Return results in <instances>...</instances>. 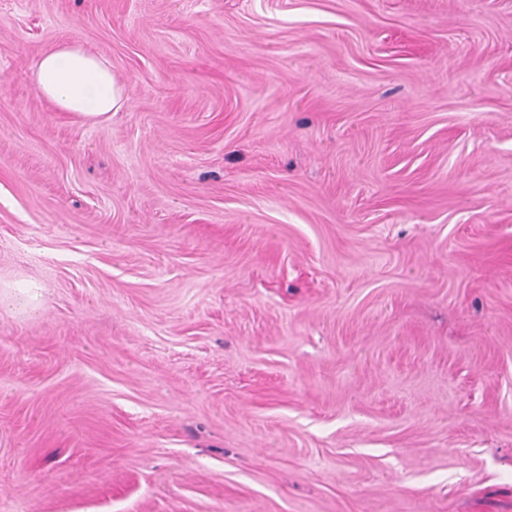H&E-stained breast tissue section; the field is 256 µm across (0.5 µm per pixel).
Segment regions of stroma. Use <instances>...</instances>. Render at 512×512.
Returning <instances> with one entry per match:
<instances>
[{"mask_svg": "<svg viewBox=\"0 0 512 512\" xmlns=\"http://www.w3.org/2000/svg\"><path fill=\"white\" fill-rule=\"evenodd\" d=\"M18 280L0 512H512V0H0ZM33 82L55 111L67 112L82 124L108 121L128 100L108 58L76 40L43 52L34 67ZM7 291L2 296L0 293V306L6 305L9 308L26 312L37 308L39 300L38 288L28 284L23 286L6 287Z\"/></svg>", "mask_w": 512, "mask_h": 512, "instance_id": "obj_1", "label": "stroma"}]
</instances>
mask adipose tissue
<instances>
[{"label":"adipose tissue","instance_id":"obj_1","mask_svg":"<svg viewBox=\"0 0 512 512\" xmlns=\"http://www.w3.org/2000/svg\"><path fill=\"white\" fill-rule=\"evenodd\" d=\"M33 82L55 111L88 125L108 121L128 100L108 58L76 40L43 52L34 67Z\"/></svg>","mask_w":512,"mask_h":512}]
</instances>
